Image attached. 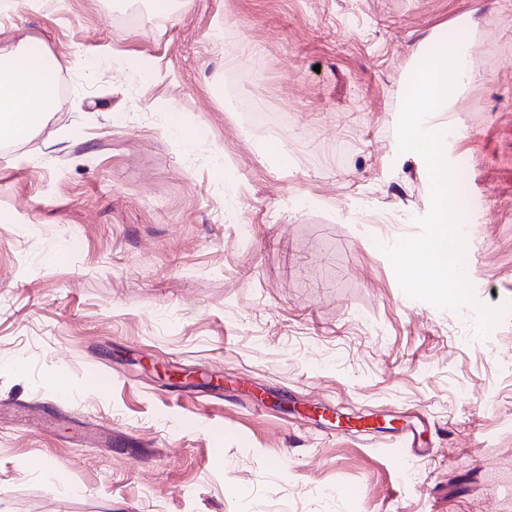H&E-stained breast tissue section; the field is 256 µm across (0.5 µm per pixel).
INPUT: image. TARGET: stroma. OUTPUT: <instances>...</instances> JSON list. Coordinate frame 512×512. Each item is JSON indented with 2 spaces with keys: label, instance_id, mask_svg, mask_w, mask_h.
<instances>
[{
  "label": "stroma",
  "instance_id": "35a3bbf8",
  "mask_svg": "<svg viewBox=\"0 0 512 512\" xmlns=\"http://www.w3.org/2000/svg\"><path fill=\"white\" fill-rule=\"evenodd\" d=\"M151 10L0 9L64 85L0 149V512H512V0ZM459 22L486 48L446 118L484 338L382 252L430 208L396 132L414 51ZM96 425L117 447L74 445Z\"/></svg>",
  "mask_w": 512,
  "mask_h": 512
}]
</instances>
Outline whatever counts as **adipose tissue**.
Instances as JSON below:
<instances>
[{"label": "adipose tissue", "instance_id": "ef3b65f1", "mask_svg": "<svg viewBox=\"0 0 512 512\" xmlns=\"http://www.w3.org/2000/svg\"><path fill=\"white\" fill-rule=\"evenodd\" d=\"M57 72L46 45L27 37L0 46V145L28 137L51 112Z\"/></svg>", "mask_w": 512, "mask_h": 512}]
</instances>
